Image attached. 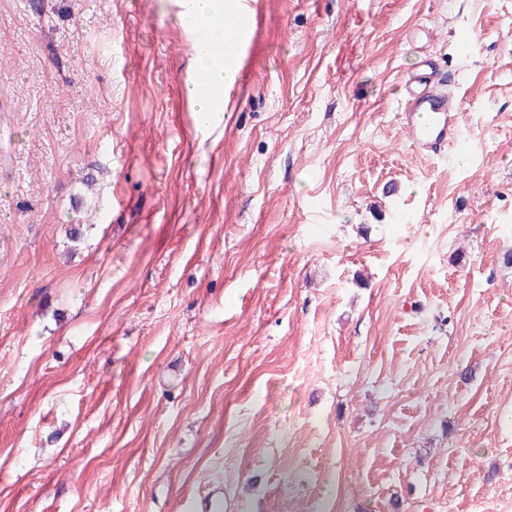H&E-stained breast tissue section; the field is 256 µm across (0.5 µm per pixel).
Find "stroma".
I'll return each instance as SVG.
<instances>
[{
    "label": "stroma",
    "mask_w": 512,
    "mask_h": 512,
    "mask_svg": "<svg viewBox=\"0 0 512 512\" xmlns=\"http://www.w3.org/2000/svg\"><path fill=\"white\" fill-rule=\"evenodd\" d=\"M252 3L0 0V512H512V0ZM225 1L182 0L180 2L187 16L192 17L203 30L217 37L224 36V21L240 15L244 9L242 0ZM230 51V52H229ZM224 58L219 59L207 48L206 43L196 40L193 46V57L197 71L208 75L210 84L215 89H224L239 69V55L233 48H226ZM403 111L410 140L418 151L427 156L439 155L458 142L456 116L462 112V99L444 88L443 83L432 84L426 74L410 73L405 81ZM427 115L422 125L418 116ZM189 95L195 100L196 112L202 113L210 123H220L224 119V99L211 96L199 97L194 88L188 89Z\"/></svg>",
    "instance_id": "stroma-1"
}]
</instances>
